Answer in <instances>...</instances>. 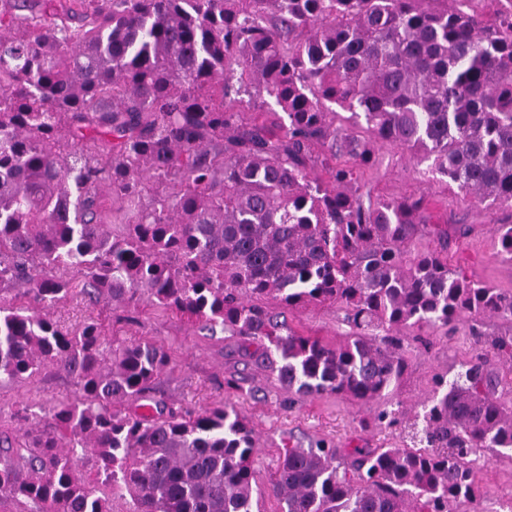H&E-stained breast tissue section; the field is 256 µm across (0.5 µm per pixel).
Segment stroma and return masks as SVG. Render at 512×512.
<instances>
[{
    "instance_id": "stroma-1",
    "label": "stroma",
    "mask_w": 512,
    "mask_h": 512,
    "mask_svg": "<svg viewBox=\"0 0 512 512\" xmlns=\"http://www.w3.org/2000/svg\"><path fill=\"white\" fill-rule=\"evenodd\" d=\"M335 124L370 140L364 126L347 112H338ZM370 142L375 163L360 170V191L378 200L424 196L434 223L469 228L467 235L449 239V264L461 268L470 279L512 291V260L500 254L496 234L498 225L512 224V210L462 193L447 178L428 173L426 164L413 159L408 151L377 140ZM51 313L69 328L103 317V340L108 344L148 342L161 347L169 363L152 394L170 406L193 411L233 406L255 432L256 486L262 490L277 467L280 448L288 443L305 448L320 440L344 448L402 444L407 438L404 429L373 426L378 410L390 401L414 414L431 391L433 375L456 374L461 362L472 354L465 341L468 323L446 332L423 330L422 345L410 352L403 378L387 401L361 404L330 394L288 393L263 372L246 366L236 338L222 328L203 330L147 303L136 309L116 308L79 295L55 305ZM287 318L296 331L307 336L338 341L349 331L343 310L335 306L297 307L288 311ZM231 377L238 379L239 389L225 387V379ZM73 392L71 377L54 366L43 368L33 379L0 385V429L22 428L21 410L41 412ZM364 420L370 423L365 430L360 427ZM475 473V512H512V452L480 460Z\"/></svg>"
}]
</instances>
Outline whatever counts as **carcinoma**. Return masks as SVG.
<instances>
[{"label":"carcinoma","instance_id":"carcinoma-1","mask_svg":"<svg viewBox=\"0 0 512 512\" xmlns=\"http://www.w3.org/2000/svg\"><path fill=\"white\" fill-rule=\"evenodd\" d=\"M0 0V382L52 365L71 398L19 436L0 431V508L255 512V435L229 406L153 400L168 364L106 348L92 320L50 316L74 295L145 300L221 325L288 392L369 403L401 381L416 329L470 321L477 351L432 377L422 412L383 409L412 447L286 446L276 512H459L486 453L512 450V292L448 264L423 199L346 193L380 142L480 199L512 207V0ZM352 162L336 163V152ZM317 169L327 178L313 176ZM512 259V224L496 229ZM424 237L440 250L417 252ZM336 305V344L288 327ZM493 317L509 329L486 336ZM91 456L82 469L78 452Z\"/></svg>","mask_w":512,"mask_h":512}]
</instances>
